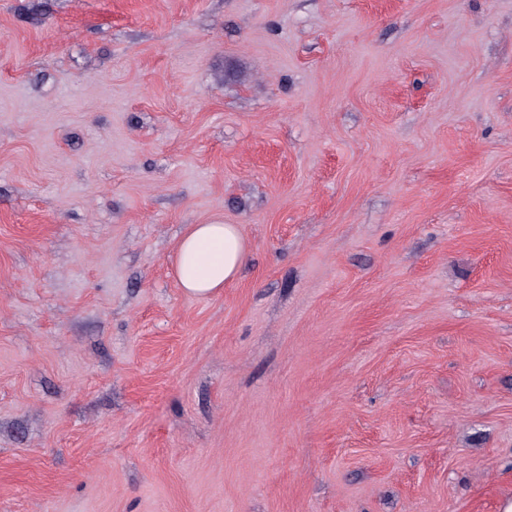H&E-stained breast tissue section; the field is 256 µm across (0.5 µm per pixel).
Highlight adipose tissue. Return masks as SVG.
Here are the masks:
<instances>
[{
  "instance_id": "obj_1",
  "label": "adipose tissue",
  "mask_w": 512,
  "mask_h": 512,
  "mask_svg": "<svg viewBox=\"0 0 512 512\" xmlns=\"http://www.w3.org/2000/svg\"><path fill=\"white\" fill-rule=\"evenodd\" d=\"M247 257L237 225L195 224L178 245L173 274L186 295L209 297L240 276Z\"/></svg>"
}]
</instances>
